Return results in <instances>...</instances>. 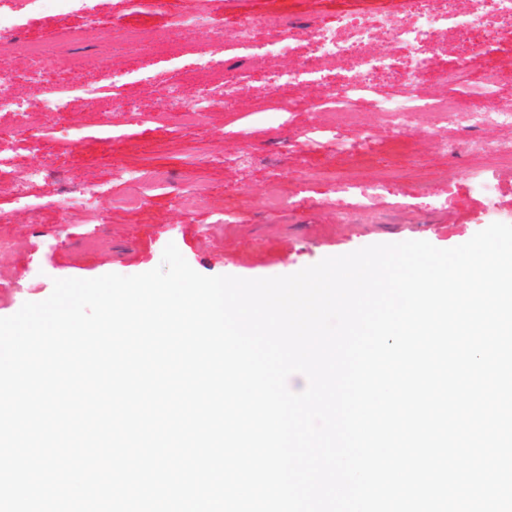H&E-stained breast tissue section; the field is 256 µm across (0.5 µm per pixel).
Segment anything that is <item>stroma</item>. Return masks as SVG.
Returning a JSON list of instances; mask_svg holds the SVG:
<instances>
[{"mask_svg":"<svg viewBox=\"0 0 512 512\" xmlns=\"http://www.w3.org/2000/svg\"><path fill=\"white\" fill-rule=\"evenodd\" d=\"M189 0H95L99 28L90 32L81 14L47 0L32 11L26 0H5L0 11L23 28L26 42H51L66 73L79 79L65 93L56 116L26 109L0 120V235L15 251L0 258V317L25 302H41L57 279H93L109 273L132 276L158 267L167 244L205 276L247 279L289 275L324 258L379 243L424 240L441 249L469 241L490 224H512V169L493 154H467L459 145L473 113L512 108V40L488 43L469 55L463 37L450 27L437 32L436 49L455 81L426 76L405 87L398 72L406 59L395 55V72L378 76L368 92L354 97L357 123L332 120L319 105L327 82L338 83L343 66L323 62L326 82L295 88L287 84L297 59L263 55L237 45L245 19L277 13L289 21L360 16L402 8L403 0H210L207 28L175 32L173 21ZM177 39L195 45L216 69L250 72L232 104L215 102L208 124L187 137L168 112V80L179 74L185 102L200 86L191 62L163 55L156 44ZM502 71L490 93L480 90L486 61ZM112 79H104V71ZM431 102L452 99L456 112L441 116L415 111L401 128L376 117L380 102L403 94ZM40 139L38 148L12 138L14 128ZM251 160L242 163V150ZM128 172L156 168L171 180L144 191L137 181L116 178L112 165ZM35 166L68 186L100 185L112 194L97 210H61L47 196L20 208L11 193L12 175ZM324 172L352 184L389 178L388 191L353 223H341L345 201L333 194ZM492 179V193L479 185ZM208 190L205 209L189 210L181 199ZM274 194L288 207L271 214L259 198Z\"/></svg>","mask_w":512,"mask_h":512,"instance_id":"obj_1","label":"stroma"}]
</instances>
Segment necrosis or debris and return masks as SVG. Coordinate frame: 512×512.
Returning <instances> with one entry per match:
<instances>
[{
	"instance_id": "necrosis-or-debris-1",
	"label": "necrosis or debris",
	"mask_w": 512,
	"mask_h": 512,
	"mask_svg": "<svg viewBox=\"0 0 512 512\" xmlns=\"http://www.w3.org/2000/svg\"><path fill=\"white\" fill-rule=\"evenodd\" d=\"M478 7L464 10L459 0H405L400 12H384L352 19L340 16L335 26L313 24L309 40L314 53L304 62L306 72L318 70L320 60L338 58L348 62V76L339 86L329 87L322 107L326 111L351 116L353 94L370 89L375 74L388 71L392 58L388 52H374L372 45L381 40L389 49L403 48L408 52L405 83L413 85L429 70L436 69L442 79L452 73L442 66L435 52V36L442 26H450L469 40L468 51L475 54L491 39L512 34V0H477ZM237 40L243 48H272L295 52L298 35L288 27L281 15L269 13L244 21L238 29ZM35 65L29 69L27 80L41 88L44 110L62 107L63 99L55 80L57 63L49 48L31 47ZM245 73L225 72L213 81L203 83L192 104H184L179 84L169 89L168 107L177 112L180 125L195 129L205 125L208 111L215 99L230 98L235 88L245 80Z\"/></svg>"
}]
</instances>
